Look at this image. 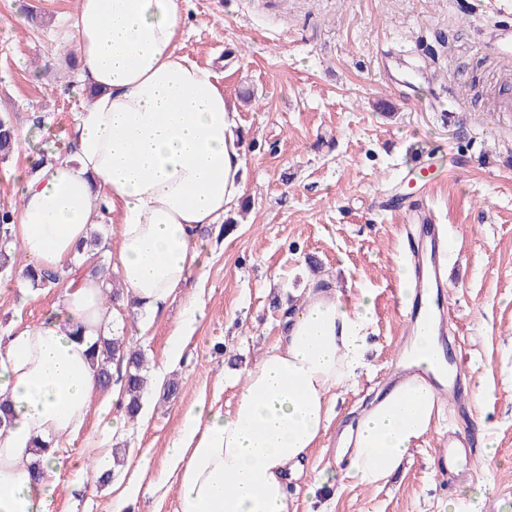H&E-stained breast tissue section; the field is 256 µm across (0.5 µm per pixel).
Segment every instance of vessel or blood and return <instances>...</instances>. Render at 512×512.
I'll return each mask as SVG.
<instances>
[{
  "instance_id": "1",
  "label": "vessel or blood",
  "mask_w": 512,
  "mask_h": 512,
  "mask_svg": "<svg viewBox=\"0 0 512 512\" xmlns=\"http://www.w3.org/2000/svg\"><path fill=\"white\" fill-rule=\"evenodd\" d=\"M502 20L499 25L483 32L484 47L497 56L512 58V4L501 5L498 9ZM441 176L433 163H420L402 173V181L432 186ZM412 221L408 226L406 279L410 288L402 305V316L407 325L408 335L420 330L432 331L440 344L448 342V328L452 320V309L448 303V234L432 218L425 203H418L410 210ZM452 383L436 385L441 400L458 403L462 397L456 384L467 375L466 357L459 354L449 363ZM470 448L464 440L452 437L448 446L438 457L440 472L451 471L460 457L469 455Z\"/></svg>"
}]
</instances>
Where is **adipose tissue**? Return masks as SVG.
Here are the masks:
<instances>
[{
    "mask_svg": "<svg viewBox=\"0 0 512 512\" xmlns=\"http://www.w3.org/2000/svg\"><path fill=\"white\" fill-rule=\"evenodd\" d=\"M183 0H79L76 57L91 102L64 151L17 181L13 232L27 266L62 271L85 249L102 195L118 218L117 269L134 310L161 315L204 266L201 225L244 195L245 144L238 113L215 75L179 53ZM369 295L348 304L312 281L285 314L281 341L236 382L232 408L187 410L167 459L176 512H294L290 479L335 416L337 389L353 384L367 349ZM116 317L96 277L67 286L48 316L0 339V512H51L57 485L32 479L35 443L56 444L85 424L102 393L91 347ZM433 336L414 339L421 377L375 398L347 424L340 472L312 486H371L404 462L435 425L428 375H439Z\"/></svg>",
    "mask_w": 512,
    "mask_h": 512,
    "instance_id": "ef3b65f1",
    "label": "adipose tissue"
}]
</instances>
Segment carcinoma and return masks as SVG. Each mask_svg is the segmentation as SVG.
<instances>
[{
  "label": "carcinoma",
  "mask_w": 512,
  "mask_h": 512,
  "mask_svg": "<svg viewBox=\"0 0 512 512\" xmlns=\"http://www.w3.org/2000/svg\"><path fill=\"white\" fill-rule=\"evenodd\" d=\"M15 149L14 126L8 120H0V159L6 160ZM14 212L0 206V268L6 270L16 265V241L13 234ZM27 276L37 287H46L59 279V274L54 271L29 268ZM92 358L98 363V372L102 389L110 387L113 374L110 365L114 363H126L125 374L119 381L123 382V392L126 394V402L123 412L127 420H137L141 410L142 392L147 379L142 374L144 358L140 352L126 345L124 338L113 336L102 338L95 345Z\"/></svg>",
  "instance_id": "obj_1"
}]
</instances>
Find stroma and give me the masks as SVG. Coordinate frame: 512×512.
<instances>
[{
	"label": "stroma",
	"mask_w": 512,
	"mask_h": 512,
	"mask_svg": "<svg viewBox=\"0 0 512 512\" xmlns=\"http://www.w3.org/2000/svg\"><path fill=\"white\" fill-rule=\"evenodd\" d=\"M76 0H0V117L14 127L43 125L27 149L0 160V206L17 200V174L62 148L88 102L70 66L67 20ZM179 51L212 69L234 101L246 138L245 196L222 224L199 230L207 265L192 273L153 320L116 307L124 336L144 351L149 381L137 421L118 433L92 408L81 432L64 440L51 474V512H176L166 450L182 414L198 403L227 408L235 380L281 337L283 309L301 302L310 282L327 279L342 300L374 296L366 365L339 391L325 445L311 469L337 465L336 434L381 391L395 362L403 322L395 306L405 215L380 207L399 198L400 163L433 153L447 179L428 202L448 232L451 337L470 358L468 412L442 407L388 481H345L299 491L296 512H512V112L482 97L512 87V62L490 55L480 34L497 19L494 0H184ZM96 205L102 244L75 259L58 283L20 299L13 273H0V336L39 322L63 288L86 274L111 278L116 226ZM199 313L185 329L178 359L172 335L183 310ZM178 381L165 396L167 379ZM496 446L474 456L470 474L451 484L437 468L448 432L479 448V430ZM125 449L109 481L92 473L98 451Z\"/></svg>",
	"instance_id": "35a3bbf8"
}]
</instances>
